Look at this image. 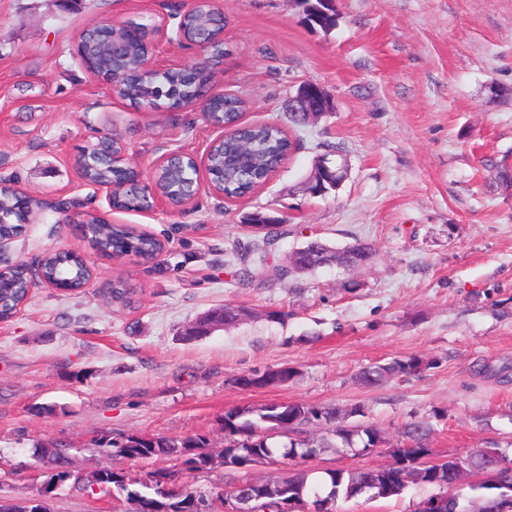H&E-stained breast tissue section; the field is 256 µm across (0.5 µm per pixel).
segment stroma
<instances>
[{
	"instance_id": "1",
	"label": "stroma",
	"mask_w": 512,
	"mask_h": 512,
	"mask_svg": "<svg viewBox=\"0 0 512 512\" xmlns=\"http://www.w3.org/2000/svg\"><path fill=\"white\" fill-rule=\"evenodd\" d=\"M189 0H0V183L44 202L26 234L0 256L34 261L49 249L83 255L95 270L79 293L33 288L0 322V496L36 493L47 470L37 445H69L75 471L111 467L134 478L170 459L102 454L95 438L141 433L207 435L224 448L226 411L275 402L360 407L389 447L327 449L307 461L362 469L393 460L402 432L429 424L433 456L495 445L512 456V0H335L333 30L304 21L302 0H221L224 55L161 43L160 65L208 62L206 95L243 98L244 123L280 125L295 142L276 175L250 196L202 189L191 202L153 212L112 210L85 186L82 149L100 133L119 138L129 161L151 177L169 153L205 157L221 128L198 105L138 110L92 80L74 55L87 25L151 23ZM321 85L334 108L302 126L288 101ZM339 148L348 166L340 189L307 194L318 156ZM99 211L165 245L146 260L99 253L76 213ZM286 217L266 247L285 265L308 241L373 245L374 262L349 273L333 266L245 288L236 245L257 239L246 216ZM135 294L113 302L114 281ZM252 319L198 340L180 332L219 305ZM282 310L272 323L261 312ZM417 355L418 375L378 387L358 373ZM287 365L288 384L244 390L235 380ZM338 500L335 512H412L429 496ZM112 496L65 484L52 512H128Z\"/></svg>"
}]
</instances>
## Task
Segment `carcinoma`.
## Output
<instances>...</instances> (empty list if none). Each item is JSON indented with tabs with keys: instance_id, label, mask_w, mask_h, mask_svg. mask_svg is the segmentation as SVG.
Here are the masks:
<instances>
[{
	"instance_id": "cac0c4a2",
	"label": "carcinoma",
	"mask_w": 512,
	"mask_h": 512,
	"mask_svg": "<svg viewBox=\"0 0 512 512\" xmlns=\"http://www.w3.org/2000/svg\"><path fill=\"white\" fill-rule=\"evenodd\" d=\"M308 23L319 26L326 31L336 27L335 0H304ZM184 34L188 39L208 37L213 39L209 52L213 56L224 54V42L218 39L224 26L220 25L216 12L207 6H198L185 10L182 18ZM112 39L121 44V51L111 55L101 26L90 27V33L84 39L86 53L93 58L105 72H112L113 65L122 67V94L131 104L137 105L145 98H158L171 108L179 107L184 101L200 94L207 83L209 75L196 78L182 70H172L161 76H154L142 68V63L149 51V45L133 27L116 30ZM244 102L237 96L217 94L211 96L209 105L202 108L204 119L224 121L236 124L238 134L218 142L208 159V170L215 187L227 197H243L261 186L267 178L275 173L291 148V141L285 131L276 124L241 125L240 114ZM122 149L115 139L104 138L87 148L89 164L84 167L82 177L93 183H112L117 187L113 205L126 211H144L151 207V195L144 192L123 190L121 186L128 178L122 164L114 160ZM194 178L188 168L176 169L165 173L157 183L160 190L170 182L188 183ZM44 207V203L32 196L20 200L12 191L0 188V236H18L24 232L26 224L35 210ZM83 231L92 245L105 254L132 253L153 257L162 250V243L154 236L133 226L107 224L96 217L86 214L82 218ZM286 222L284 218H271L263 213H256L251 218L255 226L267 228L262 241L253 243L245 250L234 249L233 256L245 265L240 272L239 284L251 286L257 281L255 271L261 269L266 260L264 245L277 235V225ZM375 250L367 243H358L348 248L337 250L320 242L301 252L293 269L282 267L277 271V278L282 280L294 273L313 271L324 265H337L351 271L373 262ZM41 273L45 279L62 282L70 290L84 287L92 278V270L85 265L83 257L73 251H51L43 254L39 260ZM29 279L14 270L8 271L3 284L0 285V318L9 319L20 309L28 297ZM427 366L421 357L411 355L395 358L387 363H376L364 368L359 373L360 382L369 387L381 385L393 377L417 375ZM279 424L327 425L331 436L304 438L297 441H274L262 439L258 431ZM226 454L249 456L257 453L280 460L286 472L278 477L289 485L302 491L304 496L319 495L333 503L340 499L348 500L366 495L369 490L377 489L376 476L371 472L357 473L353 470L327 472L316 478L303 469L302 463L309 456L311 448H370L380 434L373 425H352L347 418V411L337 407H319L302 403H270L259 407L232 409L224 413L222 424ZM431 428L423 422L410 423L404 435L410 444V461L428 453L425 440ZM209 438L195 434L180 439L154 436L149 439H136L131 435L119 437L106 436L100 440L99 447L115 457L130 459L172 458L184 459L187 471L205 469L210 466L212 455L205 451ZM501 461L512 458L495 447L476 450L467 455L451 458L448 461V474L439 477L433 474V468L412 467L410 479L399 485L395 495H402L409 487H430L443 489V484L455 481L454 467L459 463L471 461L485 464L494 461V456ZM41 456L48 461V475L44 482L47 488L57 483H65L66 472L62 467L69 459V449L43 448ZM164 469L147 474L143 480H132L123 471L107 468L99 475H93L81 481L82 486L97 483L113 489L129 502H137L142 512H151V508L162 509L178 505L182 512H195V502L203 493L186 480L178 486L176 492L166 490Z\"/></svg>"
}]
</instances>
